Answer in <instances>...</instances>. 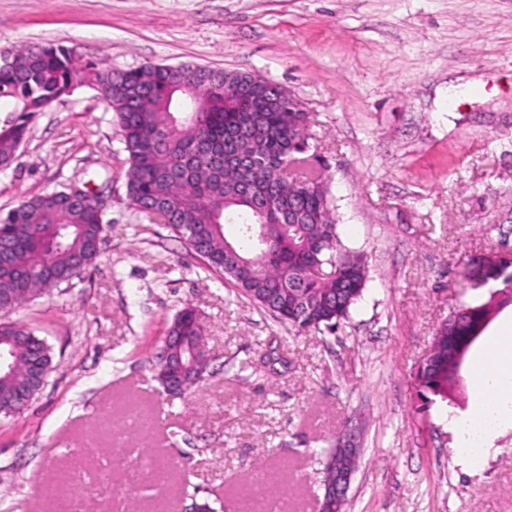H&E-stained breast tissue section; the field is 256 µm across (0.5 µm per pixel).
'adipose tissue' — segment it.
Segmentation results:
<instances>
[{
    "label": "adipose tissue",
    "instance_id": "1",
    "mask_svg": "<svg viewBox=\"0 0 512 512\" xmlns=\"http://www.w3.org/2000/svg\"><path fill=\"white\" fill-rule=\"evenodd\" d=\"M470 381L482 395L480 407L467 418L449 419L458 454L472 460L483 456L488 437L505 421L512 420V336L492 343L483 358L470 369Z\"/></svg>",
    "mask_w": 512,
    "mask_h": 512
}]
</instances>
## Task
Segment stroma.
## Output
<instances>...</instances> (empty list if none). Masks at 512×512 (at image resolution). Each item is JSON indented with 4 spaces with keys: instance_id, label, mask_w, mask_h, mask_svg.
<instances>
[{
    "instance_id": "35a3bbf8",
    "label": "stroma",
    "mask_w": 512,
    "mask_h": 512,
    "mask_svg": "<svg viewBox=\"0 0 512 512\" xmlns=\"http://www.w3.org/2000/svg\"><path fill=\"white\" fill-rule=\"evenodd\" d=\"M48 43L82 68L191 64L282 85L310 115L311 162L368 281L338 329L288 333L133 210L116 120L77 87L0 167V214L80 181L106 222L82 279L10 315L46 339L52 370L0 415V512H316L325 456L350 437L343 512H512V428L461 463L448 419L476 403L467 371L427 401L412 378L452 311L504 287L512 0H0V49ZM187 304L209 376L170 398L154 364Z\"/></svg>"
}]
</instances>
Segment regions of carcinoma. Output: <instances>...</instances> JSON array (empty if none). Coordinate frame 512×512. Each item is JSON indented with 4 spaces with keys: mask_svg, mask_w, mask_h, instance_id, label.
I'll list each match as a JSON object with an SVG mask.
<instances>
[{
    "mask_svg": "<svg viewBox=\"0 0 512 512\" xmlns=\"http://www.w3.org/2000/svg\"><path fill=\"white\" fill-rule=\"evenodd\" d=\"M204 95L199 73L185 68L175 79L163 66L145 63L129 70L90 66L84 70L62 46H27L0 51V109L14 118L0 126V163L24 140L28 121L86 79L113 112L126 152L127 194L132 208L152 224L182 239L191 254L231 283L259 309L297 333L337 328L348 321L367 283L364 255L346 248L337 232L329 191L298 147L309 114L289 109L288 93L275 83L257 94L243 85L229 92L224 73L207 71ZM224 142L255 160L224 168V156L206 149ZM258 184L273 207L291 211L286 224L272 225V239L260 247L248 227L256 222L245 184ZM163 205L155 215L151 204ZM238 227L230 241L224 225ZM104 225L93 210L72 204L59 192L20 202L0 216V351L12 368L0 373V414L24 409L21 391L32 396L41 383L35 367L48 373L50 350L35 330L4 320L37 294L70 282L93 264ZM230 244L234 250L224 252ZM488 304L464 307L437 331L433 346L416 368L419 390L439 393L455 376L452 348L470 344ZM167 335L182 336L197 349L190 384L202 383L209 361L203 327L190 305L172 319Z\"/></svg>",
    "mask_w": 512,
    "mask_h": 512,
    "instance_id": "cac0c4a2",
    "label": "carcinoma"
}]
</instances>
